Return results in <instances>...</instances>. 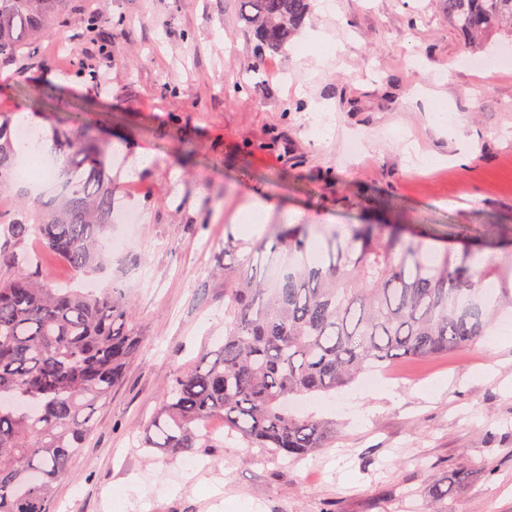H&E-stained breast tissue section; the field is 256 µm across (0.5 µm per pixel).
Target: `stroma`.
<instances>
[{"label": "stroma", "mask_w": 512, "mask_h": 512, "mask_svg": "<svg viewBox=\"0 0 512 512\" xmlns=\"http://www.w3.org/2000/svg\"><path fill=\"white\" fill-rule=\"evenodd\" d=\"M106 44L86 34L88 0H68L53 39L31 45L25 75L0 68V113L43 135L73 122L126 148L112 185L141 215L130 248L103 250L96 288L119 283L141 329L139 357L94 413L51 512H412L457 469L470 471L442 512H512V316L464 351L398 359L386 379L308 396L325 448L283 458L228 432L205 469L140 447L164 387L224 336V265L271 247L281 224H398L443 249L512 246V66L476 68L440 0H315L282 54L258 55L240 0H105ZM333 47L314 61L306 39ZM105 70L99 93L79 68ZM446 96L452 121H427L416 90ZM325 112H306L308 102ZM360 139V154L347 143ZM466 154L465 162L455 157ZM427 154L442 157L423 168ZM261 195L253 235L234 221ZM237 249L225 253V241ZM492 459L494 474L482 469Z\"/></svg>", "instance_id": "obj_1"}]
</instances>
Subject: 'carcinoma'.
<instances>
[{
	"instance_id": "obj_1",
	"label": "carcinoma",
	"mask_w": 512,
	"mask_h": 512,
	"mask_svg": "<svg viewBox=\"0 0 512 512\" xmlns=\"http://www.w3.org/2000/svg\"><path fill=\"white\" fill-rule=\"evenodd\" d=\"M314 0H245L241 20L256 52H282ZM448 19L476 38L512 33V0H441ZM65 0H0V65L23 71L28 46L48 38ZM100 10L87 32L107 35ZM21 141L0 120V190ZM48 154L60 191L30 197L0 221V512H48L55 486L84 448L94 411L118 387L141 345L129 302L117 287L97 294L60 286L24 251L30 236L88 276L101 263L113 224L112 149L96 129L55 128ZM273 252L285 258L274 285L248 256L224 267V341L176 375L143 429L145 448L171 455L216 448L219 419L251 446L300 458L326 446L330 430L293 413L300 396L331 394L400 358L463 351L512 308V250L476 267L469 246L434 251L392 224H285ZM432 486L443 501L453 485Z\"/></svg>"
}]
</instances>
